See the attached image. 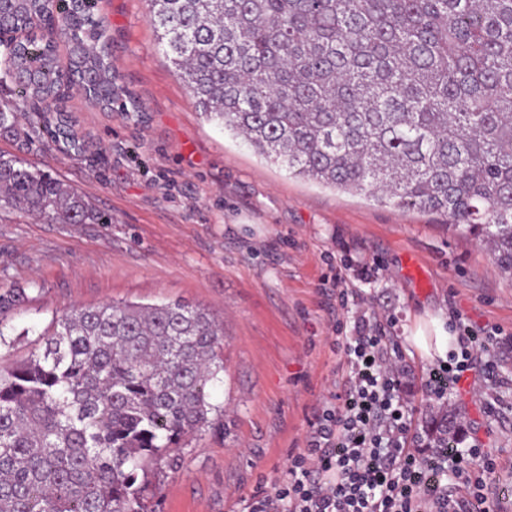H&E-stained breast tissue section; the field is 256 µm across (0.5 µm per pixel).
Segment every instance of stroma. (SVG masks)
Segmentation results:
<instances>
[{
    "mask_svg": "<svg viewBox=\"0 0 512 512\" xmlns=\"http://www.w3.org/2000/svg\"><path fill=\"white\" fill-rule=\"evenodd\" d=\"M145 0H100L117 84L136 108L106 112L65 93L84 151L44 137L25 154L82 193L107 224L0 215V289L29 300L0 319V362L31 356L56 311L105 302H181L224 327L217 430L185 437L181 465L154 494L160 512H247L257 487L281 480L306 445L317 410L343 385L336 327L351 331L330 280L342 274L386 322L405 369L419 459L423 420L459 412L495 458L484 490L512 512V278L443 217L288 174L207 120L157 45ZM383 264L364 278L362 264ZM458 307L474 327L496 325V380L470 374L449 404L426 397L432 362L410 338L434 333Z\"/></svg>",
    "mask_w": 512,
    "mask_h": 512,
    "instance_id": "1",
    "label": "stroma"
}]
</instances>
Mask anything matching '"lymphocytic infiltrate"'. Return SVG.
Segmentation results:
<instances>
[{
	"label": "lymphocytic infiltrate",
	"instance_id": "lymphocytic-infiltrate-1",
	"mask_svg": "<svg viewBox=\"0 0 512 512\" xmlns=\"http://www.w3.org/2000/svg\"><path fill=\"white\" fill-rule=\"evenodd\" d=\"M454 330L447 361L429 368L425 381L439 401L464 373L496 375L484 354L501 328L477 329L458 315ZM335 344L344 354L343 389L318 411L285 476L257 488L249 512H470L485 504L486 476L496 463L484 449L438 448L421 461L409 448L411 418L383 331L362 313Z\"/></svg>",
	"mask_w": 512,
	"mask_h": 512
}]
</instances>
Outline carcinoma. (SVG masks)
Here are the masks:
<instances>
[{
  "label": "carcinoma",
  "instance_id": "1",
  "mask_svg": "<svg viewBox=\"0 0 512 512\" xmlns=\"http://www.w3.org/2000/svg\"><path fill=\"white\" fill-rule=\"evenodd\" d=\"M202 114L297 176L436 213L512 276V0H147ZM0 138L81 152L66 89L123 111L98 0H0ZM67 39L68 65L57 38ZM107 224L70 185L0 154V211ZM28 299L0 291V313ZM224 332L187 304L70 306L0 368V512H157L148 474L223 408ZM435 448L465 443L447 411Z\"/></svg>",
  "mask_w": 512,
  "mask_h": 512
}]
</instances>
